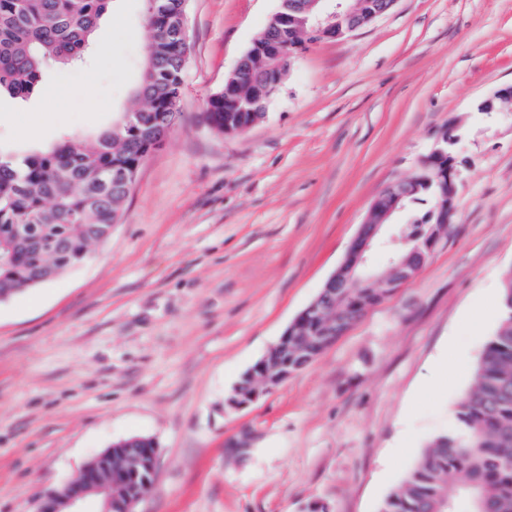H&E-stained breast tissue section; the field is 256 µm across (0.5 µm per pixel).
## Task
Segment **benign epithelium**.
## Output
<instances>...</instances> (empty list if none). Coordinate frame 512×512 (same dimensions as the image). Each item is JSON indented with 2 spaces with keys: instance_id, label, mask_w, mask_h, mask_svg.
<instances>
[{
  "instance_id": "benign-epithelium-1",
  "label": "benign epithelium",
  "mask_w": 512,
  "mask_h": 512,
  "mask_svg": "<svg viewBox=\"0 0 512 512\" xmlns=\"http://www.w3.org/2000/svg\"><path fill=\"white\" fill-rule=\"evenodd\" d=\"M397 0H386L381 8L362 10L360 0H280L278 10L272 15L273 21L281 27L283 38L275 48L255 44L238 61L233 74L240 80L247 81L252 87V96L248 105L253 110H263L271 96L277 91L285 77L293 58L302 51V45L288 46L289 25L296 21V14H305L306 36L316 43L327 39L346 36L356 29L389 12ZM271 54L273 65L266 79L257 82L252 78V60L263 54ZM458 138L448 139L444 136L437 141L436 147L425 157L418 171L417 180L435 183L441 192L442 201L434 221L426 225L419 235L423 236L426 251L431 252L442 241L443 230L455 213L457 182L461 170L453 147ZM448 160V168L440 167L443 160ZM409 189L404 182H395L388 191L380 194L371 207L368 220L362 224L358 235L351 242L346 257L335 272L325 282L317 297L307 306L285 332L276 347L288 345V337L297 331V324L315 315L320 318L326 311L331 318L324 321L326 332L323 336L307 338L295 347L300 355L299 362L306 365L317 356L320 346L335 341L345 333L354 316L349 313L339 314L336 294L340 288H354L359 284L368 285L380 296L403 287L419 270L418 259L423 257L417 249H408V242L413 236L401 230L384 241V245L395 253L391 273L386 278L377 277L367 263V253L372 245L382 236L386 222L397 211L405 208V198ZM145 439L133 437L112 444V447L97 455L81 472L80 478L61 489L47 494L39 502L36 512H87L88 502L97 503V512H113L118 506L122 512H133L141 497V492L131 487L124 480L128 473H137L136 465L143 463ZM118 454L130 467L119 472H112V456Z\"/></svg>"
}]
</instances>
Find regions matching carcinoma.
Returning <instances> with one entry per match:
<instances>
[{"label": "carcinoma", "mask_w": 512, "mask_h": 512, "mask_svg": "<svg viewBox=\"0 0 512 512\" xmlns=\"http://www.w3.org/2000/svg\"><path fill=\"white\" fill-rule=\"evenodd\" d=\"M181 0H157L161 18L146 20L143 72L121 125L90 145L64 139L46 152L21 155L0 146V300L37 288L82 264L112 235L141 157L139 143L174 123L183 88ZM112 0H0V94L29 100L54 65L84 60ZM250 89L213 93L206 119L217 131L247 129L254 115L235 106ZM406 204L430 203L435 184L416 182ZM340 307L363 311L382 297L339 290ZM499 324L458 400L455 425L431 439L379 512H512V276L499 297ZM459 478L448 494V478Z\"/></svg>", "instance_id": "cac0c4a2"}]
</instances>
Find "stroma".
Here are the masks:
<instances>
[{
  "mask_svg": "<svg viewBox=\"0 0 512 512\" xmlns=\"http://www.w3.org/2000/svg\"><path fill=\"white\" fill-rule=\"evenodd\" d=\"M279 0H188L179 118L87 260L0 302V512H35L131 436L158 447L134 512H379L452 424L512 272V0H397L293 60L264 117L205 120ZM145 0H114L85 66L0 100V144L113 127L147 40ZM455 126L456 211L411 281L306 368L239 408L242 375L344 260L388 185ZM448 358L431 382L433 361Z\"/></svg>",
  "mask_w": 512,
  "mask_h": 512,
  "instance_id": "35a3bbf8",
  "label": "stroma"
}]
</instances>
